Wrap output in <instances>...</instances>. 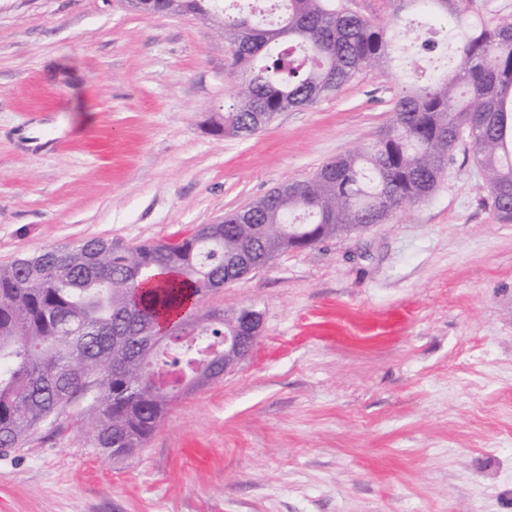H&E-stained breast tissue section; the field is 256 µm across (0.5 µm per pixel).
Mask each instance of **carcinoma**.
<instances>
[{
	"label": "carcinoma",
	"mask_w": 512,
	"mask_h": 512,
	"mask_svg": "<svg viewBox=\"0 0 512 512\" xmlns=\"http://www.w3.org/2000/svg\"><path fill=\"white\" fill-rule=\"evenodd\" d=\"M390 18L424 13L453 24V66L421 82L403 76L390 125L374 140L323 164L256 212H235L206 240L127 247L90 240L49 247L0 266V449L22 447L80 395L94 447L125 456L144 447L185 395L162 376L194 367L200 345L234 321H205L194 336L172 331L198 298L238 279L241 252L265 258L276 244L306 249L428 201L467 132L497 219L512 223V22L493 24L473 0H386ZM181 12L221 24L246 79L224 128L247 138L266 112L303 108L339 91L368 66L399 62L389 25L339 0H280L276 23L221 13L214 0H183ZM169 311L179 316L163 322Z\"/></svg>",
	"instance_id": "obj_1"
}]
</instances>
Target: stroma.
Instances as JSON below:
<instances>
[{"mask_svg":"<svg viewBox=\"0 0 512 512\" xmlns=\"http://www.w3.org/2000/svg\"><path fill=\"white\" fill-rule=\"evenodd\" d=\"M217 24L127 0H0V265L174 242L374 138L402 83L363 69L251 137ZM252 308L237 370L116 460L57 426L0 451V512H512V224L461 140L427 202L201 298Z\"/></svg>","mask_w":512,"mask_h":512,"instance_id":"stroma-1","label":"stroma"}]
</instances>
